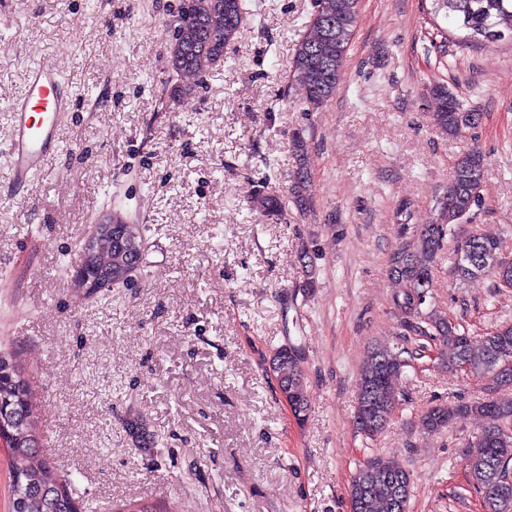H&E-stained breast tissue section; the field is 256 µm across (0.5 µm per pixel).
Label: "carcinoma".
<instances>
[{"instance_id": "carcinoma-1", "label": "carcinoma", "mask_w": 512, "mask_h": 512, "mask_svg": "<svg viewBox=\"0 0 512 512\" xmlns=\"http://www.w3.org/2000/svg\"><path fill=\"white\" fill-rule=\"evenodd\" d=\"M432 19L439 17L466 32L471 42L512 41V0H431ZM359 0H315L318 22L311 25L298 42L292 64V80L299 87L302 103L310 111L325 106L339 89L343 64L358 22ZM179 25L169 65L178 76L193 74L199 78L224 61L228 47L237 39L246 20L244 0H191L189 13L177 10ZM438 110L432 114L436 128L450 136L476 125L480 113L463 107L457 96L443 84L433 88ZM297 167L290 188L295 205L309 206L307 145L297 134L291 141ZM485 159L477 150L463 154L455 163L448 188L437 200V218L422 225L420 231L404 242L389 260L391 274L403 282L398 294L403 312L402 329L407 333L429 336L438 346L440 357L449 366H467L473 374L486 375L489 368H501L499 382L489 391L512 386V326L503 325L474 343L467 329L433 312H425L414 303L415 295L430 288L435 265L444 259V241L454 237V227L481 199ZM138 243L131 250L126 244H112V253L121 262L137 266L142 260L144 227L128 225ZM453 271L465 279L491 274L495 278L512 277V260L501 257L496 240L471 235L456 242ZM407 350L399 346L379 345L363 363L359 382L365 394L357 402L354 425L362 433L363 421L380 424L387 421L399 402L394 381L402 376ZM271 367L278 376L279 389L294 392L296 417L303 420L311 405L303 385L302 368L284 348L274 351ZM30 388L20 371L6 358H0V414L15 421L16 445L11 457V512H81L68 483L49 462L38 458L36 422L29 406ZM464 416L487 417L493 424L485 427L467 449L466 467L470 483L482 499L483 512H512V400L485 398L471 403L435 406L420 418L421 430L435 433ZM126 433L135 444L151 439L144 419L133 416L125 422ZM366 465L381 471V477L368 480L359 512H407L411 489L396 487L394 479L407 471L392 461L377 457Z\"/></svg>"}]
</instances>
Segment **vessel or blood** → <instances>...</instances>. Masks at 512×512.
<instances>
[{
    "label": "vessel or blood",
    "mask_w": 512,
    "mask_h": 512,
    "mask_svg": "<svg viewBox=\"0 0 512 512\" xmlns=\"http://www.w3.org/2000/svg\"><path fill=\"white\" fill-rule=\"evenodd\" d=\"M71 108L57 68L47 62L30 65L25 89L11 104L8 155L15 186L31 185L41 176L57 146L60 120Z\"/></svg>",
    "instance_id": "b4317fda"
}]
</instances>
